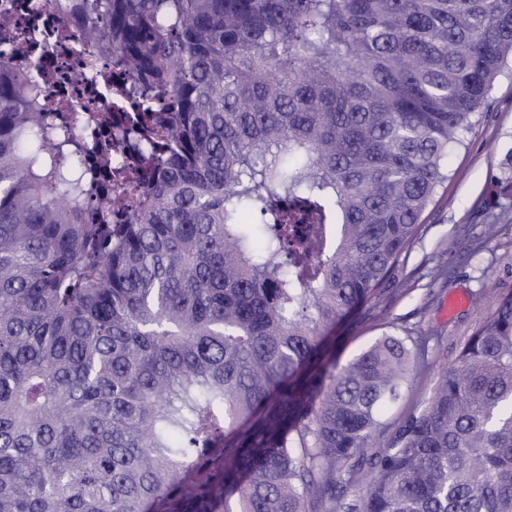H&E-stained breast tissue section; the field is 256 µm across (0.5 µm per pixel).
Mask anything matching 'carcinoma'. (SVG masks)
Listing matches in <instances>:
<instances>
[{"label":"carcinoma","instance_id":"1","mask_svg":"<svg viewBox=\"0 0 512 512\" xmlns=\"http://www.w3.org/2000/svg\"><path fill=\"white\" fill-rule=\"evenodd\" d=\"M51 2L156 151L112 223L111 142L76 172L50 76L0 56V512H512V291L396 424L429 337L327 342L448 180L512 0Z\"/></svg>","mask_w":512,"mask_h":512}]
</instances>
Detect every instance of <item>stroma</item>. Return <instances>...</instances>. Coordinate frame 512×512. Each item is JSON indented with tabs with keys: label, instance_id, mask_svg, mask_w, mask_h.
Here are the masks:
<instances>
[{
	"label": "stroma",
	"instance_id": "stroma-1",
	"mask_svg": "<svg viewBox=\"0 0 512 512\" xmlns=\"http://www.w3.org/2000/svg\"><path fill=\"white\" fill-rule=\"evenodd\" d=\"M462 139L463 146L448 155V181L380 295L329 333L342 362L391 330L438 337L427 364L387 413L391 422L421 402L500 295L512 291V211L487 201L492 176L503 172L512 154V62ZM441 254L448 258V275L437 280L433 269Z\"/></svg>",
	"mask_w": 512,
	"mask_h": 512
}]
</instances>
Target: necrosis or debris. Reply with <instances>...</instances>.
I'll return each instance as SVG.
<instances>
[{"label":"necrosis or debris","instance_id":"obj_1","mask_svg":"<svg viewBox=\"0 0 512 512\" xmlns=\"http://www.w3.org/2000/svg\"><path fill=\"white\" fill-rule=\"evenodd\" d=\"M1 11L8 12L14 26L28 34L27 41L14 44L8 52L12 67L33 74L41 70L52 73L50 97L66 99L67 112L77 116L74 135L86 144L84 163L95 164V141L108 138L117 144L116 165H136L142 144L117 128L108 132L93 129L98 113L117 108L106 80L112 67L96 45L81 41L75 30H63L51 0H0Z\"/></svg>","mask_w":512,"mask_h":512}]
</instances>
